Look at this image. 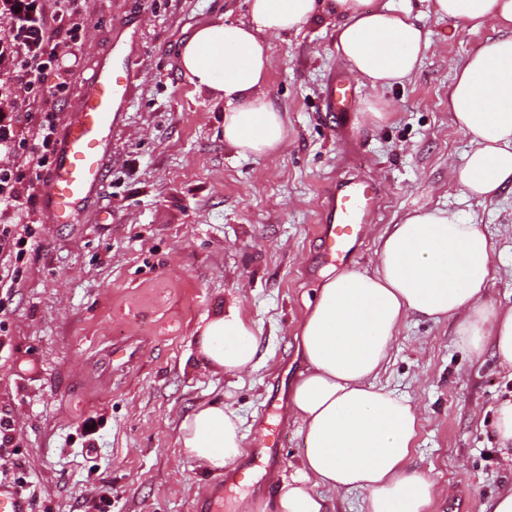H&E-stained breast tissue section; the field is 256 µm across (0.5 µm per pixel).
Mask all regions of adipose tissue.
Returning a JSON list of instances; mask_svg holds the SVG:
<instances>
[{
	"instance_id": "adipose-tissue-1",
	"label": "adipose tissue",
	"mask_w": 512,
	"mask_h": 512,
	"mask_svg": "<svg viewBox=\"0 0 512 512\" xmlns=\"http://www.w3.org/2000/svg\"><path fill=\"white\" fill-rule=\"evenodd\" d=\"M430 3L437 18L499 27L461 62L448 93L454 124L474 140L457 182L466 198L490 203L512 192V0ZM326 11L338 21L339 61L371 88L408 78L429 47L409 11L369 0H248L247 20L197 27L180 48V70L223 99L224 141L239 154L285 146L286 121L264 92L272 40ZM493 255L486 227L454 210L418 209L382 236L373 271H344L323 285L302 327L308 367L292 393L304 452L276 512H327L328 491L366 492L369 512H428L441 491L408 466L420 413L375 380L411 317L456 320L461 347L478 357L493 346L512 370V306L486 300ZM197 344L206 366L226 373L247 370L258 350L254 324L235 303ZM241 426L224 404L200 405L181 421L178 442L198 468L219 471L239 451Z\"/></svg>"
}]
</instances>
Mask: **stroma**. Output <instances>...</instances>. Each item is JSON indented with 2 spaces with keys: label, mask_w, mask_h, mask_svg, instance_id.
<instances>
[{
  "label": "stroma",
  "mask_w": 512,
  "mask_h": 512,
  "mask_svg": "<svg viewBox=\"0 0 512 512\" xmlns=\"http://www.w3.org/2000/svg\"><path fill=\"white\" fill-rule=\"evenodd\" d=\"M391 4L428 33L419 69L389 87L359 85L337 59L330 13L283 34L266 91L286 114L288 144L244 156L224 142L223 100L183 77L179 51L199 25L246 18L247 0H78L88 25L70 48L79 67L61 124L117 42L135 77L98 194L74 224L50 223L43 202L30 206L36 243L18 280L0 288V416L14 423L31 512H242L246 502L275 512L304 448L289 410L307 368L301 327L338 271L321 263L316 236L338 180L356 177L377 193L354 269H373L380 235L407 213L449 208L486 225L495 245L487 297L512 306V193L463 198L453 172L473 142L448 112L456 67L497 29L438 19L429 0ZM341 81L349 110L337 119L326 96ZM370 107L389 120L361 124ZM233 302L255 324L258 353L246 372L216 374L196 337ZM377 383L421 410L409 465L442 491L431 512H481L512 483L493 428L512 375L491 352L461 350L453 321L409 319ZM207 402L241 418L227 467L247 468L249 479L217 487V473L180 448V420ZM268 427L279 434L272 463L251 453Z\"/></svg>",
  "instance_id": "1"
}]
</instances>
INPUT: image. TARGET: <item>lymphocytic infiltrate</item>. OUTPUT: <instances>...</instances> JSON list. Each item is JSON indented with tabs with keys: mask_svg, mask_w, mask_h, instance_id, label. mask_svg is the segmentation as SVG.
<instances>
[{
	"mask_svg": "<svg viewBox=\"0 0 512 512\" xmlns=\"http://www.w3.org/2000/svg\"><path fill=\"white\" fill-rule=\"evenodd\" d=\"M49 12L46 0H0V62L14 59L9 86L0 85V215L14 207L27 188L16 163L14 126L31 124L35 143L31 151L36 167L53 165L60 140L55 106L71 75L64 44L73 33L86 29L83 14L68 13L64 25ZM54 71L57 82L40 98L31 91L40 74ZM39 111H32V104Z\"/></svg>",
	"mask_w": 512,
	"mask_h": 512,
	"instance_id": "f902f5d3",
	"label": "lymphocytic infiltrate"
}]
</instances>
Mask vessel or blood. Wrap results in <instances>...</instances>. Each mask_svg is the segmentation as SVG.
Masks as SVG:
<instances>
[{"mask_svg":"<svg viewBox=\"0 0 512 512\" xmlns=\"http://www.w3.org/2000/svg\"><path fill=\"white\" fill-rule=\"evenodd\" d=\"M132 76L126 55L97 65L73 112L42 196L50 223H75L105 177L111 134L130 98ZM376 194L353 178L337 182L327 194L317 235L324 263L351 260L359 228L370 217ZM0 512H29L14 486L0 484Z\"/></svg>","mask_w":512,"mask_h":512,"instance_id":"1","label":"vessel or blood"}]
</instances>
